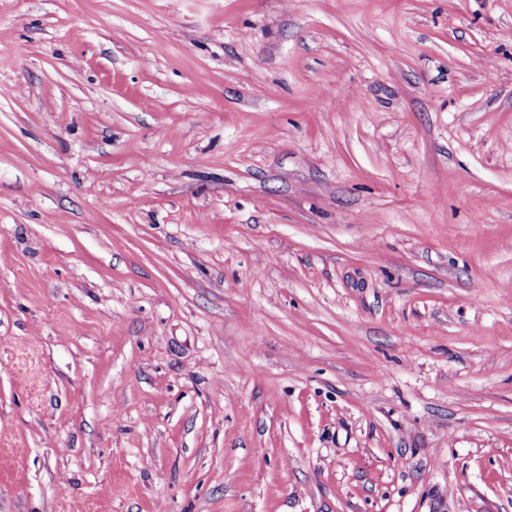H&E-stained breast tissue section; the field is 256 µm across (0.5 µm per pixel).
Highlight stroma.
<instances>
[{
    "mask_svg": "<svg viewBox=\"0 0 512 512\" xmlns=\"http://www.w3.org/2000/svg\"><path fill=\"white\" fill-rule=\"evenodd\" d=\"M512 0H0V512H512Z\"/></svg>",
    "mask_w": 512,
    "mask_h": 512,
    "instance_id": "35a3bbf8",
    "label": "stroma"
}]
</instances>
